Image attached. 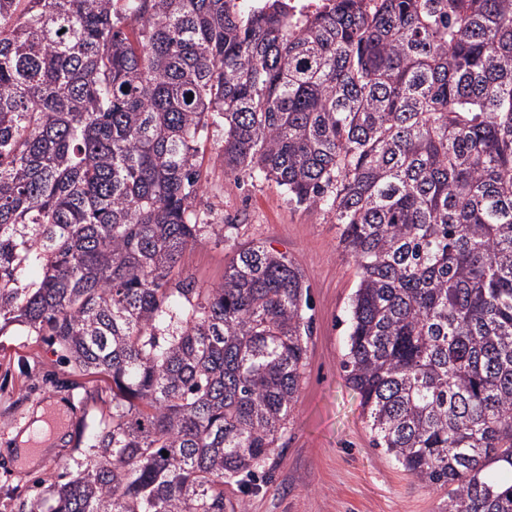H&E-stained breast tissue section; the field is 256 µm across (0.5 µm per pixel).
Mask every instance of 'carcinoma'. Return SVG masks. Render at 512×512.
Masks as SVG:
<instances>
[{"mask_svg":"<svg viewBox=\"0 0 512 512\" xmlns=\"http://www.w3.org/2000/svg\"><path fill=\"white\" fill-rule=\"evenodd\" d=\"M0 0V335L112 390L28 512H244L291 422L300 270L260 244L180 264L197 143L320 209L356 284L342 367L366 428L444 512H512V0ZM168 456H163V452ZM280 2L287 4L288 16L297 25L323 11L331 3L329 0H280Z\"/></svg>","mask_w":512,"mask_h":512,"instance_id":"1","label":"carcinoma"}]
</instances>
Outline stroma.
<instances>
[{"mask_svg": "<svg viewBox=\"0 0 512 512\" xmlns=\"http://www.w3.org/2000/svg\"><path fill=\"white\" fill-rule=\"evenodd\" d=\"M223 144V127L209 125L198 143L202 189L193 205L224 225L226 237L188 249L182 266L208 288L223 280L237 250L264 244L301 270L311 318L293 419L265 472L247 478L236 494L247 512H443L446 491L418 482L373 447L361 398L343 372L355 275L337 247L333 218L289 202L274 181L227 176ZM56 399L72 405L67 439L39 467L25 468L12 436L27 429L29 408ZM111 406V392L79 376L50 339L20 330L0 336V512H21L69 471L86 452L81 426Z\"/></svg>", "mask_w": 512, "mask_h": 512, "instance_id": "1", "label": "stroma"}]
</instances>
